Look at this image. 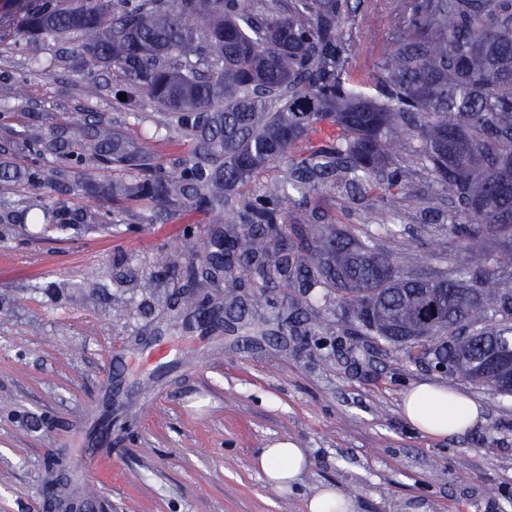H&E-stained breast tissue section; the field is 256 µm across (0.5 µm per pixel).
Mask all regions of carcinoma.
Listing matches in <instances>:
<instances>
[{
  "mask_svg": "<svg viewBox=\"0 0 512 512\" xmlns=\"http://www.w3.org/2000/svg\"><path fill=\"white\" fill-rule=\"evenodd\" d=\"M359 0H17L20 36L81 42L84 72L111 70L158 110L156 130L187 141L190 156L169 164L101 113L21 137L32 162L23 173L0 162V182L35 183L42 162L59 196L83 187L163 207L173 219L205 213L214 225L202 251L174 250L160 265L184 270L170 300L174 328L198 312L207 288L224 289V313L242 320V269L314 296L334 291L366 336L404 346L413 359L445 366L477 389L512 395L485 356L512 342V0H400L393 49L363 76L356 36L344 21ZM409 156L455 206L448 238L471 254L461 271L404 275L374 239L330 224L309 198L322 188L381 202L366 221L397 234L383 202L404 191ZM282 161L280 182L250 193L248 182ZM95 165L128 175L104 186L80 182ZM304 209L288 220L287 204ZM22 217L48 228L94 232L111 212L64 205ZM482 239L492 246L474 251ZM67 464L49 466L48 493L74 510Z\"/></svg>",
  "mask_w": 512,
  "mask_h": 512,
  "instance_id": "carcinoma-1",
  "label": "carcinoma"
}]
</instances>
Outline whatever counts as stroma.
Segmentation results:
<instances>
[{
    "mask_svg": "<svg viewBox=\"0 0 512 512\" xmlns=\"http://www.w3.org/2000/svg\"><path fill=\"white\" fill-rule=\"evenodd\" d=\"M396 2L361 0L345 26L361 45L388 50ZM14 11V0H0V140L39 113L61 123L103 112L150 134L149 148L164 160L188 155L189 144L153 139L152 108L140 96L116 98L119 79L105 87L84 78L77 44L18 37ZM61 52L65 67L31 77L34 60ZM20 81L22 98L14 95ZM313 202L329 223L376 235L405 274L466 263L455 250L431 256L452 207L428 173H409L392 237L364 223L362 197L325 189ZM66 205L113 212L117 223L90 233L0 224V512H59L44 492L56 459L68 461L76 493L97 484L79 512H304L325 485L352 498L356 512H512V396L355 335L338 298L315 304L277 281L255 288L260 305L238 331H173L167 304L181 275L155 258L202 248L206 215L143 224L139 205L83 191ZM94 272L103 287L91 297L85 282ZM161 345L164 361L140 366ZM432 381L483 404L484 423L445 440L412 431L402 394ZM284 437L311 464L281 492L254 458Z\"/></svg>",
    "mask_w": 512,
    "mask_h": 512,
    "instance_id": "35a3bbf8",
    "label": "stroma"
}]
</instances>
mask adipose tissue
Segmentation results:
<instances>
[{
  "label": "adipose tissue",
  "instance_id": "obj_1",
  "mask_svg": "<svg viewBox=\"0 0 512 512\" xmlns=\"http://www.w3.org/2000/svg\"><path fill=\"white\" fill-rule=\"evenodd\" d=\"M401 411L413 431L433 439L466 435L485 421L480 402L442 383H420L407 389ZM254 463L267 485L281 490L298 481L310 458L294 440L282 438L267 443Z\"/></svg>",
  "mask_w": 512,
  "mask_h": 512
}]
</instances>
